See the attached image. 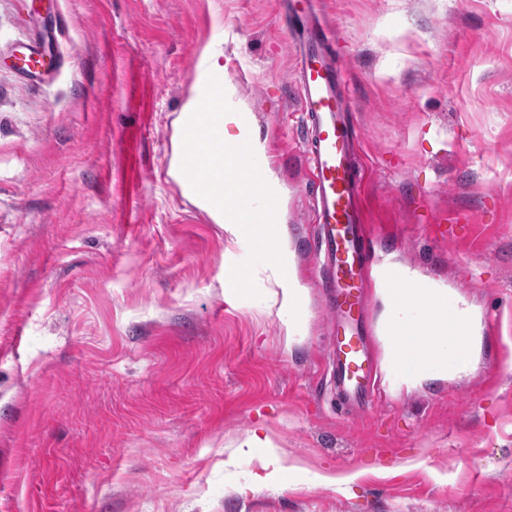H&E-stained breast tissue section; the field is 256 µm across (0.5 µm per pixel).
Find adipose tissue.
Returning a JSON list of instances; mask_svg holds the SVG:
<instances>
[{
  "mask_svg": "<svg viewBox=\"0 0 512 512\" xmlns=\"http://www.w3.org/2000/svg\"><path fill=\"white\" fill-rule=\"evenodd\" d=\"M384 310L381 328L386 362L403 371L409 382L424 379L420 364L432 362L440 373H458L479 338L472 312L460 300H449L435 288L422 297L413 278L402 277L398 287L382 289Z\"/></svg>",
  "mask_w": 512,
  "mask_h": 512,
  "instance_id": "adipose-tissue-1",
  "label": "adipose tissue"
}]
</instances>
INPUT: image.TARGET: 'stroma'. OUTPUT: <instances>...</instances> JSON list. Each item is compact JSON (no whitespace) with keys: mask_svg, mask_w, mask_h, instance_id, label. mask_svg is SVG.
I'll return each instance as SVG.
<instances>
[{"mask_svg":"<svg viewBox=\"0 0 512 512\" xmlns=\"http://www.w3.org/2000/svg\"><path fill=\"white\" fill-rule=\"evenodd\" d=\"M322 20L367 263L471 307L469 369L402 383L375 332L380 396L337 411L277 0H0V512H512V0H323ZM41 39L51 71L20 75ZM212 49L274 159L294 338L261 270L258 297L229 290L245 240L169 174ZM255 430L295 485L265 482L267 449L236 456Z\"/></svg>","mask_w":512,"mask_h":512,"instance_id":"obj_1","label":"stroma"}]
</instances>
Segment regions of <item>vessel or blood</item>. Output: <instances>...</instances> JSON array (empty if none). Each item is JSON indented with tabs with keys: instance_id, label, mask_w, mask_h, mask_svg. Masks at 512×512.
<instances>
[{
	"instance_id": "1",
	"label": "vessel or blood",
	"mask_w": 512,
	"mask_h": 512,
	"mask_svg": "<svg viewBox=\"0 0 512 512\" xmlns=\"http://www.w3.org/2000/svg\"><path fill=\"white\" fill-rule=\"evenodd\" d=\"M282 6L295 49L300 109L306 115L314 245L324 255L320 286L332 319L345 321L329 358L341 398L358 402L374 394L375 380L373 358L364 347L371 326L354 127L344 106L342 71L323 37L317 0H282Z\"/></svg>"
}]
</instances>
